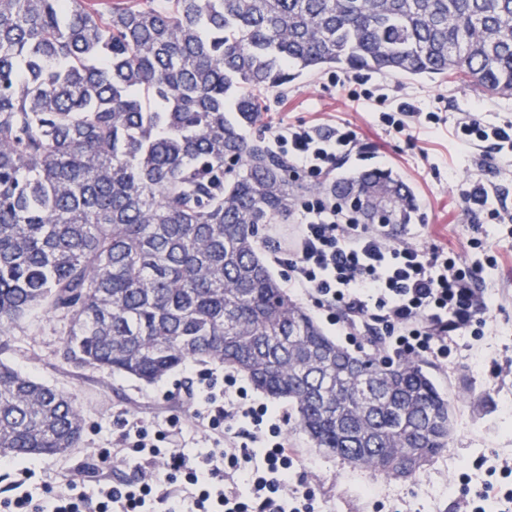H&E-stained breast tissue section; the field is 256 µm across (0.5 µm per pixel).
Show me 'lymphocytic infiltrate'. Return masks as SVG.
I'll use <instances>...</instances> for the list:
<instances>
[{"label":"lymphocytic infiltrate","instance_id":"lymphocytic-infiltrate-1","mask_svg":"<svg viewBox=\"0 0 512 512\" xmlns=\"http://www.w3.org/2000/svg\"><path fill=\"white\" fill-rule=\"evenodd\" d=\"M457 139L470 148L512 154V120L487 124L473 113L459 112ZM271 142L278 152L304 169L312 179L332 170L340 157L357 146L353 130L329 133L280 124ZM295 225L282 247L289 287L302 290L345 335L379 325L398 356L448 357V334L484 333L488 308L474 284L478 265L459 255L410 242H391L384 225L359 224L357 216L338 205L334 196L313 194L299 200ZM215 391L206 382L204 412L210 429H223L224 445L191 455L178 448H159L144 427L125 442L140 459V475L129 482L96 479V490L79 491L76 483L50 496L44 506L18 496L6 502L7 512H316L315 494L292 490L288 475L294 457L274 415L263 402L234 389L233 379ZM250 422L249 444L238 443L229 423ZM484 488L464 493L459 512H512V461L503 459L487 469ZM184 481L193 495L172 490L157 496L163 483ZM248 495H241L239 484Z\"/></svg>","mask_w":512,"mask_h":512}]
</instances>
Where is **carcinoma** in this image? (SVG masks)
<instances>
[{
  "label": "carcinoma",
  "mask_w": 512,
  "mask_h": 512,
  "mask_svg": "<svg viewBox=\"0 0 512 512\" xmlns=\"http://www.w3.org/2000/svg\"><path fill=\"white\" fill-rule=\"evenodd\" d=\"M455 76L512 96V0H0V333L68 320L63 357L152 384L209 359L285 401L358 469L412 478L454 400L423 363L356 355L271 274L288 159L242 127L316 70ZM366 224H407L378 170L331 183ZM73 398L0 359V457L60 455Z\"/></svg>",
  "instance_id": "carcinoma-1"
}]
</instances>
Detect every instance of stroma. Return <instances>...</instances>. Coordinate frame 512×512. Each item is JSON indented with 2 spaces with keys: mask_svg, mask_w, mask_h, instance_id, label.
Instances as JSON below:
<instances>
[{
  "mask_svg": "<svg viewBox=\"0 0 512 512\" xmlns=\"http://www.w3.org/2000/svg\"><path fill=\"white\" fill-rule=\"evenodd\" d=\"M365 89L385 94V105L366 99L351 100V91ZM407 101L418 111L437 112L440 124L417 126L407 133L387 128L382 109ZM268 110L260 125L245 127L246 135H269L280 122L329 132L352 127L358 134L359 156L340 162L331 180H342L371 169L383 170L410 189L416 212L411 223L393 224L390 236L424 247H436L483 263L477 281L489 309L481 338L455 332L448 338V357L426 360L438 389L455 399L453 432L448 446L412 480L396 479L378 471L357 470L340 457L316 448L296 428L287 403L273 402L284 419L288 447L296 458L292 486L312 490L320 512H458L463 486L482 488L486 470L498 459L512 457V235L501 224L485 223L468 210L460 196L463 182L496 187L512 208V162L494 157L477 163L475 150L453 135L458 109H470L486 123L512 117V97L486 98L475 86L445 79L402 80L363 71L325 70L305 74L288 87L268 93ZM479 237L492 245L496 265L469 251L467 241ZM65 324L62 317L37 313L11 328L1 340L0 359L16 370L69 393L84 419V432L75 448L64 455L27 461L31 477L19 482L15 468L0 462V500L26 494L45 501L52 489L84 479L88 470L115 481L133 479L139 458L121 442L125 422L148 431L169 430L187 453L214 447L215 435L196 414L186 393L198 376H224L223 365L192 360L163 379L144 384L112 375L107 369L77 370L63 359ZM109 461H101L102 451ZM468 484H461V476Z\"/></svg>",
  "mask_w": 512,
  "mask_h": 512,
  "instance_id": "obj_1",
  "label": "stroma"
}]
</instances>
